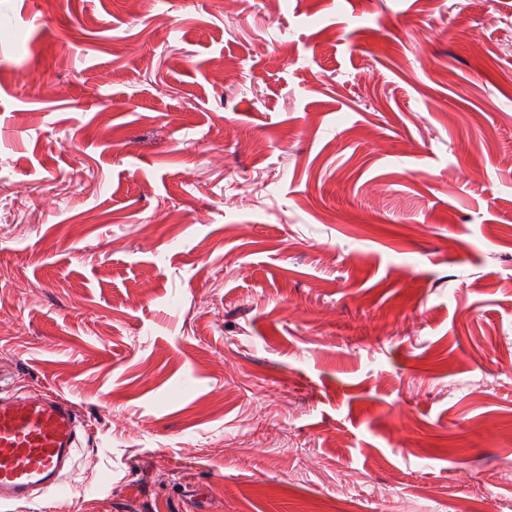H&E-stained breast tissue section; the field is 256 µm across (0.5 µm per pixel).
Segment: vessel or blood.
Instances as JSON below:
<instances>
[{"mask_svg":"<svg viewBox=\"0 0 512 512\" xmlns=\"http://www.w3.org/2000/svg\"><path fill=\"white\" fill-rule=\"evenodd\" d=\"M83 429L72 404L58 394L0 390V506L68 495L65 477Z\"/></svg>","mask_w":512,"mask_h":512,"instance_id":"vessel-or-blood-1","label":"vessel or blood"}]
</instances>
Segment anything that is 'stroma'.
<instances>
[{"label":"stroma","mask_w":512,"mask_h":512,"mask_svg":"<svg viewBox=\"0 0 512 512\" xmlns=\"http://www.w3.org/2000/svg\"><path fill=\"white\" fill-rule=\"evenodd\" d=\"M0 218V512H512V0H0ZM87 430L58 394L0 390V506L29 503L39 494L68 495L65 476Z\"/></svg>","instance_id":"35a3bbf8"}]
</instances>
